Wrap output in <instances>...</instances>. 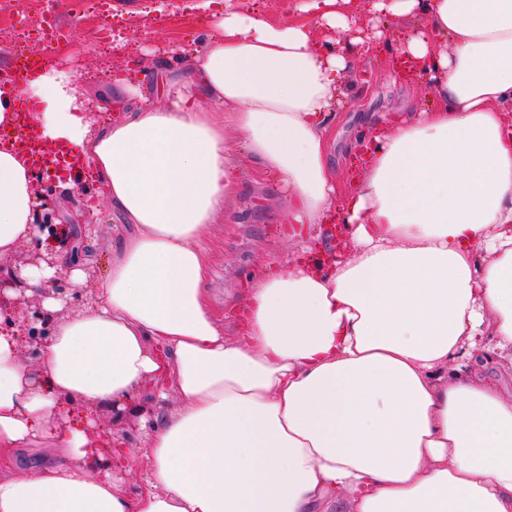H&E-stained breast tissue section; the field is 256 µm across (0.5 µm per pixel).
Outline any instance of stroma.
<instances>
[{
    "label": "stroma",
    "mask_w": 512,
    "mask_h": 512,
    "mask_svg": "<svg viewBox=\"0 0 512 512\" xmlns=\"http://www.w3.org/2000/svg\"><path fill=\"white\" fill-rule=\"evenodd\" d=\"M224 16V0H112L108 22L90 13L74 16L57 9V23L64 28L67 43L51 48L15 40L29 23L31 13L19 6L7 29L0 30V72L11 70L18 53L44 69L64 64L74 69L83 100L92 108L91 120L101 113L121 118L133 106V96H121L112 88L116 73L134 71L138 86L151 95L158 107H169L165 81L185 73L191 66L202 37ZM345 76L349 95L333 119L329 139V159L345 169L358 154L357 140L381 122L393 121L403 112H413L435 100L433 91L418 80H404L389 73L380 60L363 53L351 57ZM241 176L224 203V215L211 232L212 254L206 288L213 307L225 323H236L245 301V283L250 276L264 275L270 254L284 253L288 242L282 230L288 222V198L272 181L259 177L256 164L248 155L239 157ZM90 185L78 182L66 186L64 178L50 174L38 177L39 198L55 211L60 223L80 217L93 230L85 237L79 252V267L88 277L80 290H72L69 271H62L53 283L55 293L65 297L63 315L83 312L112 267L116 255L112 247L119 233L125 232L111 206L89 193ZM153 385L143 389L138 411L118 412L109 407L90 411L73 406L67 422L91 431L105 430L118 438L122 455L109 462L115 474L116 489L126 495L137 490L147 469L142 454L143 416L156 412L151 399Z\"/></svg>",
    "instance_id": "1"
}]
</instances>
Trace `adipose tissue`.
<instances>
[{
	"label": "adipose tissue",
	"instance_id": "ef3b65f1",
	"mask_svg": "<svg viewBox=\"0 0 512 512\" xmlns=\"http://www.w3.org/2000/svg\"><path fill=\"white\" fill-rule=\"evenodd\" d=\"M370 7L426 19L403 53L437 103L375 131L346 191L327 130L351 50L375 44L361 0H297L284 21L225 6L172 107L96 127L71 71L28 79L36 138L79 148L133 230L85 311L56 319L46 297L36 366L0 333V449L65 452L0 479V512H512V391L487 374L512 364V0ZM243 153L287 191L293 252L250 279L231 344L202 285ZM34 176L0 141V257L46 237ZM333 218L350 254L305 261ZM170 373L179 405L123 497L60 406L123 410Z\"/></svg>",
	"mask_w": 512,
	"mask_h": 512
}]
</instances>
